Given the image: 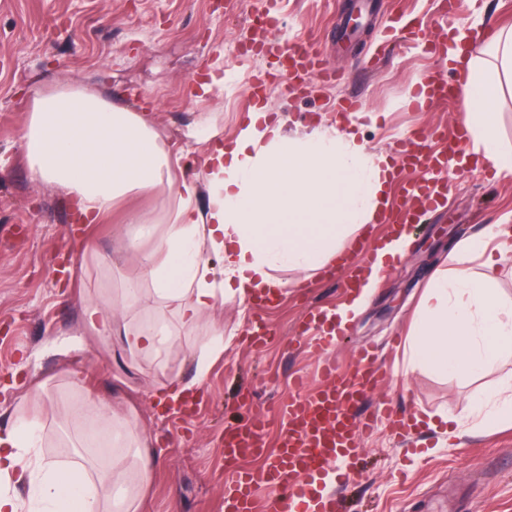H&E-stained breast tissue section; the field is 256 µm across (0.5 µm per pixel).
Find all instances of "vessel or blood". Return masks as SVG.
I'll return each mask as SVG.
<instances>
[{
	"mask_svg": "<svg viewBox=\"0 0 512 512\" xmlns=\"http://www.w3.org/2000/svg\"><path fill=\"white\" fill-rule=\"evenodd\" d=\"M281 52L290 79L327 78L333 74L323 57L310 51L308 41L282 47ZM460 98L459 77L438 69L426 76L418 105L423 108L438 101L455 103ZM467 148V141L458 131L442 137L437 149L430 148L424 134L403 145L399 151L402 165L419 172L420 178L404 190L399 202L385 210V230L416 223L420 211L433 204L432 188L447 184L449 156L462 154ZM299 337L314 339L320 348L336 341L323 311L306 315ZM323 373L324 382L318 389L310 393L298 388L285 406L277 448H268L261 421L245 420L225 428V512H256L255 492L261 487L278 491V512H343L340 500L327 493L326 487L336 478L348 476L358 457L360 439L372 430L373 416L362 411L361 405L377 387L381 375L373 367L366 347L359 350L351 374L338 372L332 363L324 365ZM263 455L269 462L262 469L237 466L240 459Z\"/></svg>",
	"mask_w": 512,
	"mask_h": 512,
	"instance_id": "obj_1",
	"label": "vessel or blood"
}]
</instances>
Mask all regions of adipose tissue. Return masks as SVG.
<instances>
[{
    "label": "adipose tissue",
    "mask_w": 512,
    "mask_h": 512,
    "mask_svg": "<svg viewBox=\"0 0 512 512\" xmlns=\"http://www.w3.org/2000/svg\"><path fill=\"white\" fill-rule=\"evenodd\" d=\"M472 30L460 26L448 60L463 81L458 116L474 151L501 172L512 173V146L500 133L499 102L512 89V27L489 32L491 55H471L464 43ZM22 149L32 174L67 190L85 223L99 224L132 195L168 207L166 223L138 213L128 218L125 248L136 273L121 288L123 306L137 302L143 285L172 310L180 327L207 322L202 356L222 350L223 323L210 320L219 304L241 303L257 292L282 288L277 270H316L344 253L346 241L377 223L395 167L390 155L368 151L353 129L325 127L304 136L286 135L254 108L232 149L215 147L192 178H177L171 155L147 118L74 85L50 92L32 89ZM208 186L207 208L196 205ZM402 230L377 245L376 259L350 303L330 318L345 331L366 306L382 269L405 255L411 242ZM512 250V222L501 219L463 240L453 269H437L410 330L409 366L462 377L481 373L512 353V302L496 288L498 257ZM224 261L215 273L211 256ZM480 262L481 273L471 269ZM97 335L116 337L127 348L161 356L175 334L163 322L133 324L107 317L99 305L86 310ZM475 428L485 432L512 423V393L485 391L473 406ZM68 418L92 444L91 428L112 435L107 463L59 464L32 455L35 426L0 434V475L38 481L37 512H139L155 461L145 450L147 434L135 414L86 399Z\"/></svg>",
    "instance_id": "1"
}]
</instances>
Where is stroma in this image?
Wrapping results in <instances>:
<instances>
[{
	"label": "stroma",
	"mask_w": 512,
	"mask_h": 512,
	"mask_svg": "<svg viewBox=\"0 0 512 512\" xmlns=\"http://www.w3.org/2000/svg\"><path fill=\"white\" fill-rule=\"evenodd\" d=\"M376 21L356 31L345 24L353 0H0V433L19 423L40 425L39 451L64 463L83 454L66 412L82 398L135 411L147 429L157 467L141 512H224L225 426L235 424V399L250 388L251 417L278 434V413L293 373L312 376L316 354L290 341L308 310L345 303L346 271H278L280 301L264 319L276 339L257 348L247 340L251 302L216 305L211 319L224 324V350L209 361L191 412L160 414L154 393L191 379L205 325L180 330L164 367L117 340L84 327V310L119 295L135 267L126 261L114 224L76 226L66 191L28 169L21 148L30 90L81 84L114 103L149 113L171 154L182 155L186 174L197 172L208 145L189 132L208 119L232 145L252 106L250 76L276 72L270 55L243 52L253 15L270 13L274 44L310 40L344 74L339 83L305 80L286 89L268 85L264 105L271 124L302 135L348 123L334 106L357 94L366 103L359 137L370 151H394L413 132L441 135L455 128L457 109L435 104L415 109L418 81L437 65L428 42L391 30L397 10L430 29L455 20L512 26V0H375ZM222 84L200 91L210 75ZM488 165L457 163L445 202L413 230L405 256L385 268L367 306L350 323L330 356L351 369L357 347L381 350L384 378L367 407L389 402L420 426L397 436L377 424L360 441L357 469L344 487L348 512H512V425L471 435L470 398L481 388L512 378V357L468 380L408 367L406 336L432 272L452 267L461 240L512 213V178H497ZM97 242L110 254L98 265L87 251ZM80 389H73V377ZM449 414L461 431L429 420Z\"/></svg>",
	"instance_id": "stroma-1"
}]
</instances>
